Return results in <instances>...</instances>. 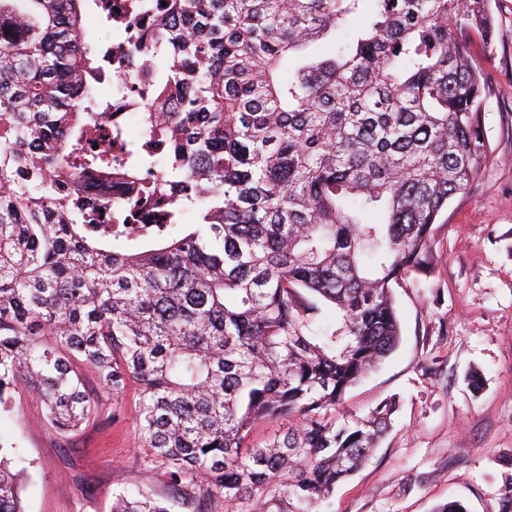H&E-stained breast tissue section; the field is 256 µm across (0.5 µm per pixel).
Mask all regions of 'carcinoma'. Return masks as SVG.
<instances>
[{
	"instance_id": "cac0c4a2",
	"label": "carcinoma",
	"mask_w": 512,
	"mask_h": 512,
	"mask_svg": "<svg viewBox=\"0 0 512 512\" xmlns=\"http://www.w3.org/2000/svg\"><path fill=\"white\" fill-rule=\"evenodd\" d=\"M96 10L116 42L87 38ZM0 0V409L23 388L62 433L80 367L138 386V442L177 494L316 512L396 402L336 415L398 346L391 283L487 159L494 93L469 51L489 0ZM152 69L140 141L97 93ZM294 61L283 73V63ZM127 196L112 206V176ZM199 223L184 224L188 210ZM337 321L315 332L320 304ZM287 431L250 442L262 421ZM0 440V512H24ZM112 512H170L116 496Z\"/></svg>"
}]
</instances>
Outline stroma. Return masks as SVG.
I'll return each mask as SVG.
<instances>
[{
	"mask_svg": "<svg viewBox=\"0 0 512 512\" xmlns=\"http://www.w3.org/2000/svg\"><path fill=\"white\" fill-rule=\"evenodd\" d=\"M490 7L493 43L470 44L495 89L484 105L490 154L436 224L429 272L393 285L400 343L347 391L341 410L399 406L379 448L320 512H433L450 500L467 512H512V0ZM84 377L98 413L80 432L53 428L23 389L0 415V439L18 447L27 469L25 512H111L113 494L139 489L169 499L171 512H196L139 446L136 389L116 401L92 370Z\"/></svg>",
	"mask_w": 512,
	"mask_h": 512,
	"instance_id": "stroma-1",
	"label": "stroma"
}]
</instances>
